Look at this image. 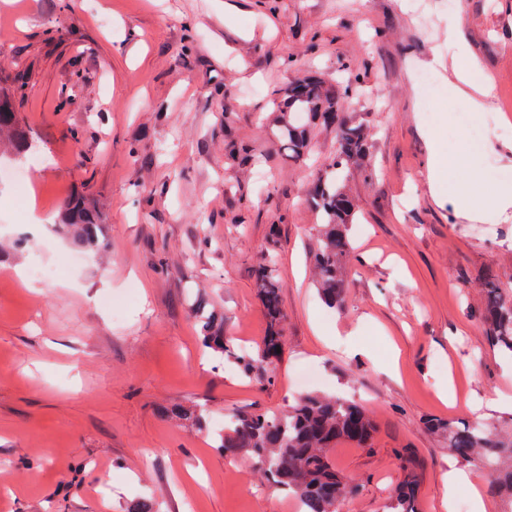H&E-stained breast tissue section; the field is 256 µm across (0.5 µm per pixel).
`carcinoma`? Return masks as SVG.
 Listing matches in <instances>:
<instances>
[{
  "label": "carcinoma",
  "mask_w": 512,
  "mask_h": 512,
  "mask_svg": "<svg viewBox=\"0 0 512 512\" xmlns=\"http://www.w3.org/2000/svg\"><path fill=\"white\" fill-rule=\"evenodd\" d=\"M282 113L277 140L286 146L288 156L301 159L310 151L308 128L317 123L337 127L336 155L316 178L311 204L320 214L321 234L313 252L317 285L331 307L344 304L345 259L351 244L348 226L356 211L344 192V180L351 164L366 153L367 128L338 112L340 94L325 90L316 80L292 82L279 93ZM10 141L14 151H28L30 135L19 125L10 98L0 95V140ZM62 229L82 246H97L100 216L80 198L67 202ZM275 259L269 256L254 273L258 296L265 310L268 328L253 355H238L224 336V319L216 312H205L196 304L202 330V344L222 359H235L246 375L257 369L269 370L281 357L282 332L286 319L281 286L275 275ZM485 304L481 313L493 345L512 353V292L491 275L484 282ZM176 416L198 428L206 421V410L195 407L180 410ZM448 431V450L461 462L484 455L492 466L490 482L502 497L512 499V431L466 419L434 422ZM375 430L366 411L342 397L318 393L301 396L284 413L254 411L231 417L218 434V448L226 454L250 458L277 488L292 496L302 512H337L339 506L357 492V485L344 478L332 463L329 450L338 441L367 446ZM404 478L385 506V512H418L420 463L404 449L397 453Z\"/></svg>",
  "instance_id": "obj_1"
}]
</instances>
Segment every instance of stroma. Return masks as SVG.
Instances as JSON below:
<instances>
[{
  "mask_svg": "<svg viewBox=\"0 0 512 512\" xmlns=\"http://www.w3.org/2000/svg\"><path fill=\"white\" fill-rule=\"evenodd\" d=\"M0 93L33 138L25 195L0 182V512H297L246 457L216 447L217 421L279 413L313 391L361 404L369 447L330 458L358 486L339 512H383L420 461L421 512H444L455 463L427 419L512 423V354L480 312L486 274L512 277V211L453 213L429 183L425 131L471 137L485 188L512 181V0H0ZM493 79L474 113L455 76L448 27ZM433 75L426 92L421 74ZM336 89L369 129L346 191L345 305L312 277L319 221L308 201L336 154L337 129L310 128L289 160L275 137L277 92L294 80ZM93 201L101 246L78 267L57 229L72 198ZM275 254L287 321L273 370L239 374L203 347L193 308L224 315L254 352L267 318L254 270ZM57 265L56 280L28 279ZM125 299L119 314L100 297ZM448 397H441V389ZM497 405H487V398ZM200 404L209 425L172 417Z\"/></svg>",
  "mask_w": 512,
  "mask_h": 512,
  "instance_id": "1",
  "label": "stroma"
}]
</instances>
